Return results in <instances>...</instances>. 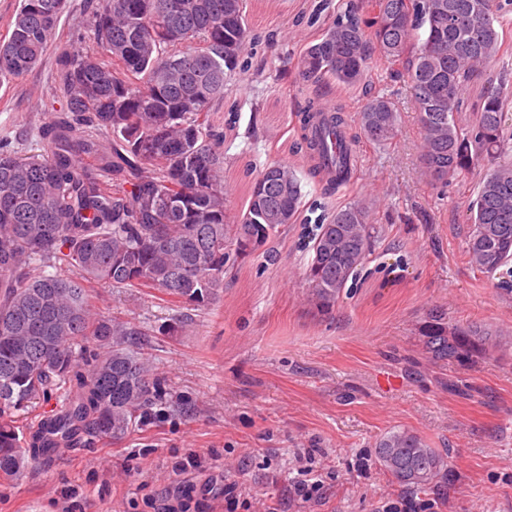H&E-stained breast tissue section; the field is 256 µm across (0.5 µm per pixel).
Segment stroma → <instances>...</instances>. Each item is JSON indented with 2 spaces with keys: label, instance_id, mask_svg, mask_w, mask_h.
<instances>
[{
  "label": "stroma",
  "instance_id": "1",
  "mask_svg": "<svg viewBox=\"0 0 512 512\" xmlns=\"http://www.w3.org/2000/svg\"><path fill=\"white\" fill-rule=\"evenodd\" d=\"M87 0H65L42 61L0 85V141L29 156L63 102L55 95L56 59L90 50ZM309 0H274L261 22L247 0L253 34L276 30L296 52L315 32L301 23ZM231 82L239 119L225 142L232 213L245 207L242 190L265 163L305 172L296 139L293 94L269 78L266 57ZM263 78H255V71ZM391 89L401 114L392 144L361 141V166L344 198H372L378 223L388 224L391 248H378L376 273L324 312L308 301L299 249L303 227L289 225L268 244L277 259L256 253L236 265L213 301L188 307L147 289L91 283L90 304L104 318L138 326L140 349L154 361L166 417L119 439L60 449L50 461L29 462L22 477L0 476V512H59L63 486L78 488L82 512H144L143 489L162 496L177 478L173 451L223 456L220 479L240 482L254 498L286 493L296 456L313 451L331 471L326 497L314 512H380L406 498L431 512H512V348L489 358L442 364L431 360L424 331L431 309L451 324L477 323L512 333V298L501 296L464 254L466 208L473 185L433 189L418 173L419 126L405 79ZM256 130H249L251 104ZM189 331H174L182 317ZM406 428L446 450L454 482L444 494L408 490L373 465L374 444Z\"/></svg>",
  "mask_w": 512,
  "mask_h": 512
}]
</instances>
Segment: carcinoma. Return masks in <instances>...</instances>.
Listing matches in <instances>:
<instances>
[{
	"label": "carcinoma",
	"mask_w": 512,
	"mask_h": 512,
	"mask_svg": "<svg viewBox=\"0 0 512 512\" xmlns=\"http://www.w3.org/2000/svg\"><path fill=\"white\" fill-rule=\"evenodd\" d=\"M244 2L93 0L96 50L59 58L66 107L44 133L43 153L22 156L0 143V471L16 477L46 448L119 438L168 403L148 360L129 348L140 329L98 317L81 281L151 288L202 306L236 263L298 222L314 224L303 253L317 308L329 310L372 275L370 256L386 228L373 223L369 202L338 201L359 158L349 128L384 146L398 134L400 112L388 93L367 94L353 115L343 104L328 111L312 86L368 87L379 70L406 76L420 124V176L438 188L479 172L465 255L512 295L502 37L512 0H317L303 20L318 36L286 54L275 81L290 80L295 148L310 160L319 195L305 202L295 169L270 161L246 187V210L232 225L224 134L212 113L258 52ZM63 6L22 0L0 43V83L42 60ZM478 82V106L465 117L464 91ZM98 135L112 139V152ZM84 155L95 156V170L80 165ZM91 336L108 348L84 372L82 344ZM500 343L489 328L429 313L424 345L435 362L486 356ZM50 391L60 400L55 413L28 421ZM375 459L405 487L452 481L448 455L408 429L382 435Z\"/></svg>",
	"instance_id": "cac0c4a2"
}]
</instances>
